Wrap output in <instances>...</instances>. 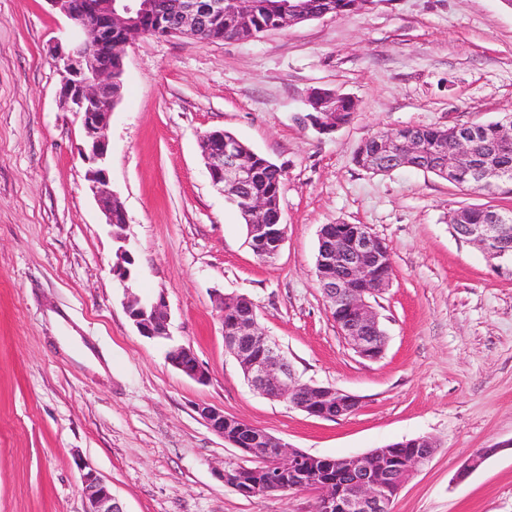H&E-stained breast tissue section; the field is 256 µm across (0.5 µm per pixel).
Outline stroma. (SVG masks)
I'll list each match as a JSON object with an SVG mask.
<instances>
[{"label":"stroma","instance_id":"1","mask_svg":"<svg viewBox=\"0 0 512 512\" xmlns=\"http://www.w3.org/2000/svg\"><path fill=\"white\" fill-rule=\"evenodd\" d=\"M66 25L47 0H0V512H84L78 457L125 512H313L309 490L246 497L224 484L219 471L244 455L201 405L316 456L430 437L434 455L392 512H512V277L449 223L466 205L512 210V196L354 162L377 132L512 115V0H372L248 40L135 41L108 165L135 292L165 295L167 341L138 334L111 272L117 245L48 52ZM314 88L355 103L333 133L300 121ZM213 129L286 170L275 260L253 253L210 180L199 141ZM325 224L366 225L388 248L379 360L351 349L319 287ZM218 291L252 301L301 382L346 391L357 410L327 420L253 390L225 348ZM172 343L206 382L167 363ZM479 448L492 456L458 480Z\"/></svg>","mask_w":512,"mask_h":512}]
</instances>
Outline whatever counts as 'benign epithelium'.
Instances as JSON below:
<instances>
[{"label":"benign epithelium","instance_id":"benign-epithelium-1","mask_svg":"<svg viewBox=\"0 0 512 512\" xmlns=\"http://www.w3.org/2000/svg\"><path fill=\"white\" fill-rule=\"evenodd\" d=\"M53 10L72 24L65 38H56L51 53L60 75V104L81 119L85 140V160L90 164L87 173L88 188L102 203L106 224L113 225L114 214L126 217L117 195L110 189L106 168L109 140L106 130L118 98L115 87L124 74V61L130 43L119 38L126 29L143 17H163L164 0H47ZM329 11H314L307 0H278L271 30L285 29L309 19L322 18ZM220 21L226 28L237 30L251 26L250 14L240 8H229L224 0H179L175 15L165 35L198 39L208 32L209 24ZM348 101L343 95L330 90L315 89L308 97L311 112L306 121L320 134H329L340 127L336 113ZM475 130L468 125L457 129L448 139L447 157L442 175L455 183L469 175L479 187L492 191L512 176L508 171L474 162ZM211 182L224 194H235L246 201L244 210L249 219L250 236L257 243L273 242L267 249L266 260H274L283 243L284 234L276 233L272 224H262L259 215L271 210L274 203L267 199H252L243 195L253 182L256 169L246 156L244 144L235 137H224V131L206 132L201 138ZM419 153L418 140L404 133V129L383 133L365 156L366 166L375 170L385 167L397 169ZM505 224L503 216L491 215L486 224H467V239L477 245L491 262L492 268L505 275L512 269L505 265L507 249L502 247ZM322 270L329 271L341 265L345 273L339 277L319 276V285L330 303L331 313L346 306L350 317L336 321L341 335L363 359L374 361L385 351L386 336L371 299L390 287L392 279L379 275L386 265L382 242L369 228L360 224L352 237L343 241L319 231ZM121 262L112 267L117 278L126 283L131 279L134 258L126 248L128 241L121 235ZM125 308L140 335L152 339H171L167 303L164 295L143 301L126 291ZM227 351L244 370L248 384L266 398L286 401L310 416L334 419L356 410L359 399L345 391L302 383L288 362L280 345L260 330L256 315L233 317L223 325ZM168 362L186 376L197 381L206 375L191 348L172 345ZM198 414L209 428L233 447L254 460L267 475L265 492H281L279 477L286 473L291 479L288 489L304 486L320 473L323 466L336 464L345 476L343 483L325 477L315 483L317 493L315 512H390L391 504L402 487L433 456L434 442L428 437L407 441L415 452L396 466L387 448L351 457L331 458L315 456L291 448L263 430L242 434L239 419L212 406H200ZM495 448H480L463 463L457 478L465 479L477 470ZM82 470L85 512H123L111 488L93 469ZM244 465L226 466L221 471L224 484L238 492L254 494L246 479Z\"/></svg>","mask_w":512,"mask_h":512}]
</instances>
